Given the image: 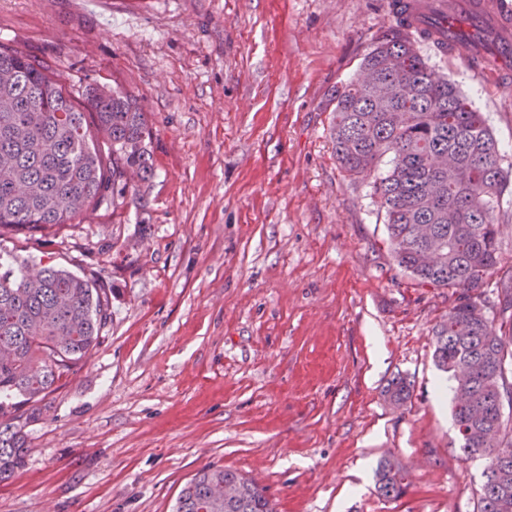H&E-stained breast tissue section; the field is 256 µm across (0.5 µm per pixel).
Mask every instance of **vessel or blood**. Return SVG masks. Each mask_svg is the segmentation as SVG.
Returning <instances> with one entry per match:
<instances>
[{
  "mask_svg": "<svg viewBox=\"0 0 512 512\" xmlns=\"http://www.w3.org/2000/svg\"><path fill=\"white\" fill-rule=\"evenodd\" d=\"M390 9L408 30L432 35L469 66L482 57L460 34L468 23L486 26L496 36L493 53L501 70H512V0H392Z\"/></svg>",
  "mask_w": 512,
  "mask_h": 512,
  "instance_id": "obj_1",
  "label": "vessel or blood"
}]
</instances>
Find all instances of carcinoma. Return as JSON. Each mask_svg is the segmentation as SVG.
<instances>
[{"mask_svg": "<svg viewBox=\"0 0 512 512\" xmlns=\"http://www.w3.org/2000/svg\"><path fill=\"white\" fill-rule=\"evenodd\" d=\"M374 83L336 89L331 137L351 177L391 156L373 183L397 264L422 288H452L458 302L435 331L438 367L456 375L474 366L470 400L454 401L460 450L486 460L478 512H512V427L504 423L503 367L512 363V286L503 283V319L489 326L474 291L497 264L494 211L509 188L498 143L483 113L457 85L434 75L411 33L397 23L361 61ZM146 113L126 93L86 89L79 103L56 69L17 46L0 44V237L70 224L90 208L135 202L152 170ZM98 278L44 266L0 273V482L23 464V430L42 400L96 348L110 319ZM411 386L398 377L389 400L403 404ZM406 471L383 458L378 492L404 490ZM226 484L231 502L216 494ZM176 512H275L264 489L225 468L201 469Z\"/></svg>", "mask_w": 512, "mask_h": 512, "instance_id": "cac0c4a2", "label": "carcinoma"}]
</instances>
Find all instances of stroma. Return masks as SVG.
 <instances>
[{
  "instance_id": "1",
  "label": "stroma",
  "mask_w": 512,
  "mask_h": 512,
  "mask_svg": "<svg viewBox=\"0 0 512 512\" xmlns=\"http://www.w3.org/2000/svg\"><path fill=\"white\" fill-rule=\"evenodd\" d=\"M388 0H0V44L55 63L73 96H133L150 128L140 202L0 237L33 267L113 288L100 344L39 402L0 512H174L205 467L258 478L277 512H477L434 331L457 295L395 262L372 176L330 138L336 87L393 25ZM512 159V82L424 45ZM500 264L478 302L500 325ZM406 378L399 407L384 397ZM407 469L395 499L375 472ZM405 479L406 471L397 460L383 458L378 462L377 489L384 498H398L404 490Z\"/></svg>"
}]
</instances>
